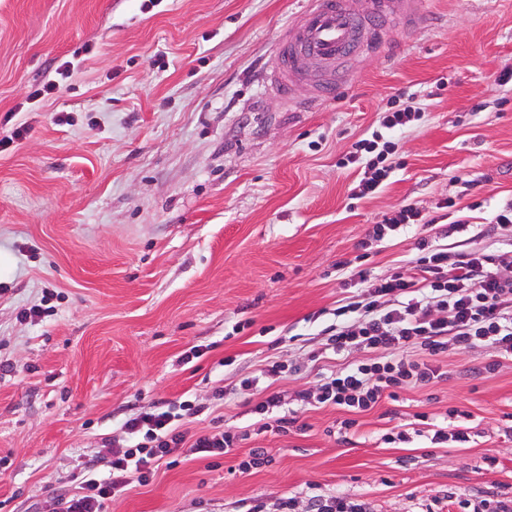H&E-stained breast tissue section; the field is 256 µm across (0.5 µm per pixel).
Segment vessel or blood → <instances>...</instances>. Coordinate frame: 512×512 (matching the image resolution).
Listing matches in <instances>:
<instances>
[{"instance_id":"b4317fda","label":"vessel or blood","mask_w":512,"mask_h":512,"mask_svg":"<svg viewBox=\"0 0 512 512\" xmlns=\"http://www.w3.org/2000/svg\"><path fill=\"white\" fill-rule=\"evenodd\" d=\"M421 10L422 0H308L279 38V86L291 92L296 81L309 78L308 63L316 60L325 69L311 78L313 93L322 95L325 84L336 78L337 64L381 36L374 19L398 12L411 22Z\"/></svg>"}]
</instances>
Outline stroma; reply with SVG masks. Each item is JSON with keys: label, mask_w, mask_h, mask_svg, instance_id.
<instances>
[{"label": "stroma", "mask_w": 512, "mask_h": 512, "mask_svg": "<svg viewBox=\"0 0 512 512\" xmlns=\"http://www.w3.org/2000/svg\"><path fill=\"white\" fill-rule=\"evenodd\" d=\"M303 2L0 0V512H56L132 414L187 398L202 408L179 422L188 444L218 426L242 441L181 448L107 512H279L315 485L371 512L512 497V360L488 347L434 357L441 378L363 412L301 400L366 357L310 359L356 267L389 277L421 237L512 250L493 227L512 203V0H424L317 102L270 86ZM395 103L421 118L356 197L366 167L348 156ZM407 207L420 223L373 240ZM274 362L287 370L270 390L297 418L285 433L259 427L244 382ZM446 425L468 442L434 441ZM396 426L406 441L386 443ZM238 439L239 436L231 431L217 429L210 434L198 437L191 449L200 457L224 456L231 452Z\"/></svg>", "instance_id": "obj_1"}]
</instances>
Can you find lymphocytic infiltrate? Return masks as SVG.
<instances>
[{
	"instance_id": "f902f5d3",
	"label": "lymphocytic infiltrate",
	"mask_w": 512,
	"mask_h": 512,
	"mask_svg": "<svg viewBox=\"0 0 512 512\" xmlns=\"http://www.w3.org/2000/svg\"><path fill=\"white\" fill-rule=\"evenodd\" d=\"M392 149L389 141L355 143L351 161L367 159L372 170L360 181L358 196L375 193L388 178L386 159ZM417 249L418 257L405 270L381 280L361 278L362 299L337 308V323L326 329L327 349L379 351L384 358L353 363L323 377L318 403L365 411L385 391L438 378L437 368L408 358L406 349L412 344L433 355L483 344L496 357L512 359V276L503 275L501 256L471 252L454 258L424 238ZM194 412L192 402L185 400L179 412L164 407L127 420L128 439L125 446L110 449L108 474H86L77 492L61 498L60 512H104L106 500L130 482H149L160 461L184 441L177 426L181 414Z\"/></svg>"
}]
</instances>
